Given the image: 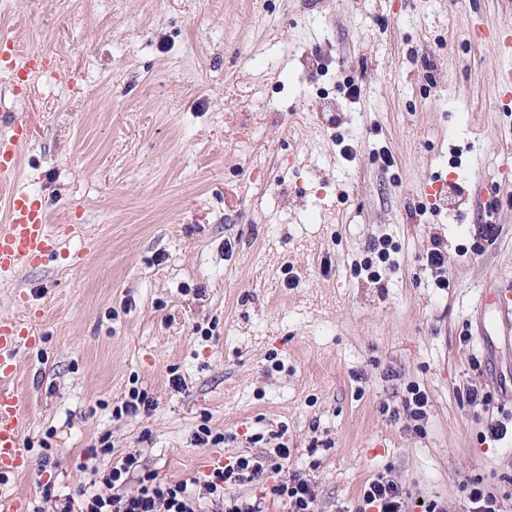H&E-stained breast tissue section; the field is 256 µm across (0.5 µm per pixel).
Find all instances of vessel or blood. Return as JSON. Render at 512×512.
Segmentation results:
<instances>
[{
	"instance_id": "1",
	"label": "vessel or blood",
	"mask_w": 512,
	"mask_h": 512,
	"mask_svg": "<svg viewBox=\"0 0 512 512\" xmlns=\"http://www.w3.org/2000/svg\"><path fill=\"white\" fill-rule=\"evenodd\" d=\"M19 50L14 37L0 32V71L10 74L15 86L29 79L19 67ZM33 131L18 112L0 102V275L14 276L40 265L59 251L60 240L69 226L50 227L41 198L12 186L18 156L32 139ZM490 327L498 335L512 336V289L499 290L492 301ZM40 341L26 323L0 321V474H19L28 466L22 441L26 415L25 397L29 379L19 370L16 357L20 349L35 347Z\"/></svg>"
}]
</instances>
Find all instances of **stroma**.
I'll return each mask as SVG.
<instances>
[{
  "label": "stroma",
  "instance_id": "1",
  "mask_svg": "<svg viewBox=\"0 0 512 512\" xmlns=\"http://www.w3.org/2000/svg\"><path fill=\"white\" fill-rule=\"evenodd\" d=\"M486 23L512 25V0H0L21 49L53 55L15 100L34 129L16 184L72 228L0 281V318L42 338L17 355L30 466L0 475V512H59L104 439L160 480L204 476V421L228 458L283 430L319 512L385 470L449 512L479 478L512 512V433L487 434L512 343L476 324L482 291L512 285V55ZM383 238L376 283L355 269ZM411 384L419 432L382 412ZM134 385L155 409L113 417ZM473 385L488 408L461 401ZM432 248L427 252L426 255V270H429L434 276V284L438 288L448 287V279L445 278L444 267H445V251L447 247L443 245L441 239H433Z\"/></svg>",
  "mask_w": 512,
  "mask_h": 512
}]
</instances>
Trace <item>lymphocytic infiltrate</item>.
<instances>
[{
    "mask_svg": "<svg viewBox=\"0 0 512 512\" xmlns=\"http://www.w3.org/2000/svg\"><path fill=\"white\" fill-rule=\"evenodd\" d=\"M289 455L286 444L276 442L268 451L235 457L210 478L163 482L149 474L129 493L125 486L140 458L131 452L100 472L103 491L80 490L78 499H66L60 512H264L262 499L241 502L236 490L272 474L277 481L270 492L287 512H317V484L310 474L284 468ZM417 505L400 482L380 473L365 483L350 512H412ZM418 506L422 512H447L435 500Z\"/></svg>",
    "mask_w": 512,
    "mask_h": 512,
    "instance_id": "lymphocytic-infiltrate-1",
    "label": "lymphocytic infiltrate"
}]
</instances>
